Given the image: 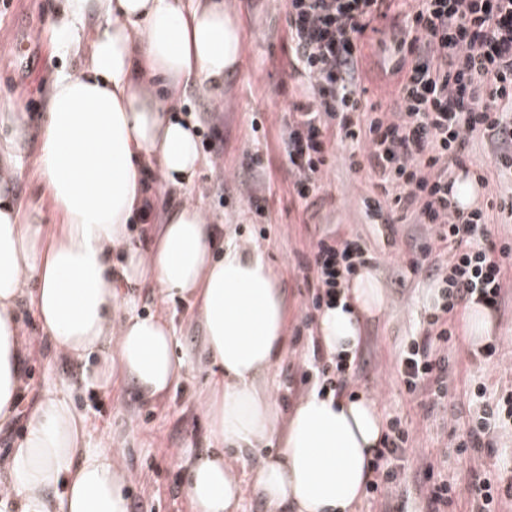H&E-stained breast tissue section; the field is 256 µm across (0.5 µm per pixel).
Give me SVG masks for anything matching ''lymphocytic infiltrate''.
<instances>
[{
  "mask_svg": "<svg viewBox=\"0 0 512 512\" xmlns=\"http://www.w3.org/2000/svg\"><path fill=\"white\" fill-rule=\"evenodd\" d=\"M291 70L308 98L292 103L283 122L284 159L301 205L319 194L333 145L348 150L351 168H367L373 189L362 199L366 217L393 230L416 224L402 258L427 263L436 280L434 305L396 360L407 394L426 400L429 411L448 408L447 348H459V308L479 303L499 309L512 285V239L491 240L489 214L459 207L455 196L469 147L482 137L491 147L499 177H512V0H287ZM389 20L395 57L397 109L383 111L366 97L360 50L376 21ZM359 237L324 233L300 265L311 289L308 307L336 302L349 280L370 261ZM300 381L320 393L339 394L354 382L352 361L326 358L319 346L298 356ZM481 406L465 421L460 455L490 448L512 431V387H470ZM415 454L406 422L390 424L365 493L389 506ZM420 487L427 512H448L468 494L476 512H499L512 497V469L475 472L466 490L422 467Z\"/></svg>",
  "mask_w": 512,
  "mask_h": 512,
  "instance_id": "obj_1",
  "label": "lymphocytic infiltrate"
}]
</instances>
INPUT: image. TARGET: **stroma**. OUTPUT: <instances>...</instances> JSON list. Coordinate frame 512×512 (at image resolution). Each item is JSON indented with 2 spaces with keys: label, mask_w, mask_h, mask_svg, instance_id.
<instances>
[{
  "label": "stroma",
  "mask_w": 512,
  "mask_h": 512,
  "mask_svg": "<svg viewBox=\"0 0 512 512\" xmlns=\"http://www.w3.org/2000/svg\"><path fill=\"white\" fill-rule=\"evenodd\" d=\"M230 16L237 19L247 52L239 70L224 76L220 98L201 93L196 82H186L181 117L192 119L199 140L217 138L221 154H206L191 186L165 190L156 219L174 212L186 200L198 204L226 232L239 238L256 239L274 274L284 288L288 302L290 335L288 351L271 376L272 395L287 394L297 375V355L313 333L305 325L304 304L308 298L305 271L297 255L308 251L312 238L326 231L359 234L370 250V264L387 297L384 314L363 320L364 340L358 350L361 368L351 390L376 399L383 418L407 421L416 448L431 459L436 471L458 488H465L472 470L503 466L504 449H512V433L500 434L497 451L485 449L462 457L456 452L460 432L458 417L469 416L477 404L466 394L470 382L512 385V294L499 311L493 312L492 334L508 356L503 361L461 359L449 353L452 396L444 413H427L420 399L408 396L395 371V360L407 337L419 327L421 312L428 306L434 287L426 270L410 272L395 258L379 226L370 224L361 199L372 181L367 171L352 170L348 153L335 148L321 199L310 209L288 192L292 181L279 150L284 113L291 102L300 100L302 89L290 79V51L287 40L285 0H224ZM52 0H0V110L22 112L28 119L27 138L17 158L19 174L12 180V196L26 205L39 207L48 223L56 215L49 196L39 184L33 166L39 147V125L46 110V98L58 70L80 72L78 57H61L54 50L50 23ZM30 44L28 60H17L16 39ZM363 83L371 101L393 107L398 82L391 72L389 51L381 35L367 34L362 47ZM261 121L264 137L252 130ZM260 164H253V157ZM223 167L225 179L216 182L214 167ZM264 198L268 218L253 212L244 189ZM512 194V183L490 178L481 189L479 203L488 205L494 235H512V211L502 208L503 198ZM267 237H260V228ZM137 311L143 315L173 318L177 354L193 356L188 377L161 400L144 402L133 384L125 382L109 390L81 384L80 365L55 357L47 341H40L34 357L26 360L27 387L20 400V412L0 427V458L26 433L27 414L49 390L79 385L74 396L76 410L84 417L85 443L95 448L111 438L114 456L132 473L126 490L128 512H192L183 489V472L176 453L181 449L205 451L208 421L201 397L208 373L200 358L204 331L201 323L179 302H161L150 287L132 291Z\"/></svg>",
  "instance_id": "1"
}]
</instances>
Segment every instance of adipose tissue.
<instances>
[{
    "label": "adipose tissue",
    "mask_w": 512,
    "mask_h": 512,
    "mask_svg": "<svg viewBox=\"0 0 512 512\" xmlns=\"http://www.w3.org/2000/svg\"><path fill=\"white\" fill-rule=\"evenodd\" d=\"M90 15L97 22L87 30ZM53 27L59 54L86 61L80 73H56L34 160L61 223L0 192V425L26 388L22 300L58 354L87 364V385L130 380L142 399L165 395L188 366L173 327L136 314L117 291L149 285L162 300L192 303L204 330L213 446L180 456L193 512H239L249 490L266 512H355L382 415L364 395L313 391L290 413L275 406L267 382L287 352V304L262 252L218 239L190 201L167 216L153 251L131 241L128 224L150 197L146 173L181 188L202 164L195 124L174 112L185 82L196 79L209 95L235 66L240 33L224 0H58ZM25 136L23 116L0 113L6 176L17 174ZM385 305L375 273L364 270L316 319L324 351L352 358L364 316ZM84 435L67 391L46 392L0 459V512H128L129 472L113 463L111 444L89 448ZM271 444L276 452L266 453Z\"/></svg>",
    "instance_id": "1"
}]
</instances>
